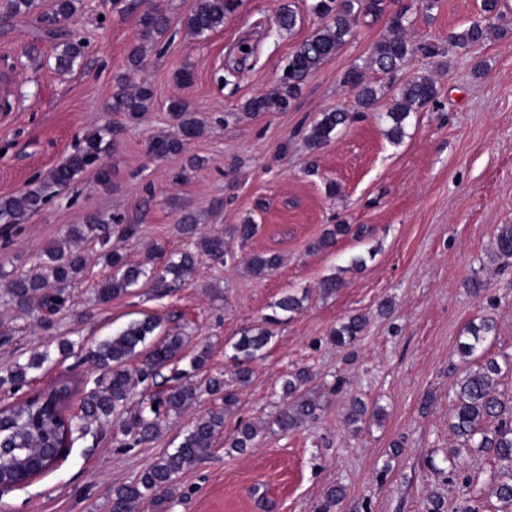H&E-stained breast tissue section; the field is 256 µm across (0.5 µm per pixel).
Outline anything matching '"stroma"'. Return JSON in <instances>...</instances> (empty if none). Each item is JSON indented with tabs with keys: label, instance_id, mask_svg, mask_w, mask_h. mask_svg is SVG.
Instances as JSON below:
<instances>
[{
	"label": "stroma",
	"instance_id": "1",
	"mask_svg": "<svg viewBox=\"0 0 512 512\" xmlns=\"http://www.w3.org/2000/svg\"><path fill=\"white\" fill-rule=\"evenodd\" d=\"M312 3L241 0L223 28L201 39L182 25L194 0H164L169 29L135 75L154 90V105L138 123L110 107L137 41L138 0H79L63 25L68 39L85 45L81 67L70 73L56 70L57 42L35 15L0 20V197L34 187L83 147L86 134L112 127L100 153L109 185L86 170L25 223L0 229L1 373L54 338L89 349L152 315L161 321L157 336H184L185 355L208 348L204 376L228 377L231 346L242 332L261 326L283 293L305 298L253 363L252 381L240 390L211 454L180 476L171 499L144 503L141 512H313L339 482L347 496L336 512H423L434 491L455 512L456 482L426 460L459 448L449 409L469 362L458 344L487 317L496 325L485 343L488 356L512 361V257L493 249L499 229L512 225V0H500L495 15L482 12L481 0H382L379 15L360 17L344 47L308 75L288 110L242 115L245 101L271 92L288 55L319 28ZM286 7L297 15L290 31L277 26ZM399 10L413 42L441 41L477 21L490 34L468 50L411 59L391 76L369 60ZM353 68L378 91L370 109L360 108L356 89L342 82ZM181 70L192 72L191 84L176 83ZM417 76L432 78L438 95L411 113L403 140L392 143L384 114ZM173 98L204 116L208 129L183 154L158 158L148 142L175 131ZM335 108L347 109L350 121L311 149L312 124ZM191 156L204 158V166L188 169ZM332 182L339 187L334 194ZM90 213L119 214L138 225L134 238L112 240L131 263L155 244L169 253L186 249L175 226L187 214L195 215L200 233L226 235L231 256L221 264L201 258L166 296L139 285L99 305L95 289L110 270L98 243L86 240L87 266L69 287L71 307L47 320L17 311L5 276L31 270L44 248ZM247 219L259 231L243 245L229 231ZM334 224L354 231L329 250H312ZM263 252L282 261L258 277L246 259ZM330 275L342 286L327 297L319 284ZM386 298L393 307L383 314L378 306ZM353 314L369 318L361 340L352 348L331 344V331ZM301 367L311 375L309 389L322 396L317 417L227 453L226 432L238 420L276 412L283 379ZM353 395L383 408V417L348 425ZM429 395L434 402L427 407ZM218 405L202 394L137 448L122 447L120 417L96 423L56 470L0 492V512H107L112 487L135 480L175 448L185 424Z\"/></svg>",
	"mask_w": 512,
	"mask_h": 512
}]
</instances>
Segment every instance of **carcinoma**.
<instances>
[{
	"label": "carcinoma",
	"instance_id": "obj_1",
	"mask_svg": "<svg viewBox=\"0 0 512 512\" xmlns=\"http://www.w3.org/2000/svg\"><path fill=\"white\" fill-rule=\"evenodd\" d=\"M239 0H196L194 10L186 18L187 29L196 37H202L224 24V17L233 12ZM36 8V0H6V14L15 16L28 14ZM76 10L75 0H56L52 15L44 22L50 25L46 32L57 39V30L51 25L61 18L72 16ZM312 10L321 19V27L309 39L301 43L289 56L277 87L270 93L249 99L244 111L251 116L288 108L302 89L307 76L324 62L335 56L352 34L353 24L359 15H376L380 11L378 0H313ZM405 13L392 14L388 20L390 35L374 47L370 65L384 73H394L411 58L422 56L435 58L445 49H469L483 43L489 28L479 22L448 33V45L435 41L409 42L402 32L406 28ZM139 41L128 56V67L139 68L149 46L168 30L169 17L166 11L152 4L141 12L138 19ZM55 55V66L60 72H70L78 65L83 55V45L73 40H63ZM343 84L357 89V100L367 108L377 97V90L363 83L362 73L348 70L342 78ZM131 79H118L117 91L113 95V108L127 114L133 121L145 118L154 102L153 87L146 81L129 91ZM437 96V87L428 77H416L400 88L399 97L387 112L391 125L388 137L399 141L404 136V123L409 115L430 103ZM169 110L177 120V131L168 136H158L148 143V151L156 157L177 155L184 151L190 140L205 132V125L198 114L191 111L181 99H173ZM348 113L332 110L321 114L308 134L311 148L319 149L327 144L336 129L345 124ZM111 126L105 124L85 138V147L54 167L48 176L35 188L18 196L0 197V226L9 228L20 224L39 211L47 196L54 189L67 186L79 173L96 163L100 158L101 143L111 134ZM120 227V234L130 237L137 225L124 224L116 215L105 218L99 214L85 216L81 224H71L65 239L45 248L33 270L18 275L6 284L11 303L19 310H41L54 314L65 308L70 297L67 286L83 272L86 257L77 243L92 236L105 246L112 239V230ZM178 235L194 241L198 253L217 263L226 261L228 251L224 247V236L203 235L192 216L175 225ZM351 230L349 224H334L313 245L318 251L327 250L336 244L339 236ZM496 253L501 257L512 256V225L505 226L496 238ZM106 266L112 274L96 289L95 300L108 303L112 298L128 293V290L145 278L159 294H164L177 283H182L194 269L195 254L183 252L177 257L167 256L160 248L152 249L140 264L128 263L123 255L107 250L104 253ZM281 258L277 254L255 253L248 259V268L256 276H264L277 268ZM304 298L285 294L274 305L273 314L264 318V323L277 324L280 315L296 313L302 309ZM367 326L362 314L347 317L330 333L329 340L338 347L354 345ZM159 321L148 316L132 321L125 327L100 340L86 353V359L102 371L95 387L85 392L78 411L70 413V402L77 392L72 380L59 377L35 394L11 403H0V448L6 454L3 470L0 471V488L11 490L25 481L35 480L44 471V457L55 445L66 441L64 452L74 445V433L88 432L90 426L116 413L125 415L122 432L123 447L134 448L154 440L162 429L165 419L180 415L198 400L202 390L193 378L206 367L209 351L201 349L192 356L185 367L173 375L175 384L153 394L147 402L132 412L126 406L130 394L140 384L156 379L161 370L183 360L184 337L176 334L165 337L149 346L147 341L154 336ZM495 331L493 320L483 318L467 329L466 341L460 344L464 357L474 355ZM273 338L272 330L254 328L232 345L234 373L231 382L221 376L209 378L205 387L211 395L221 396L222 405L191 421L181 432L180 441L172 451H167L151 462L130 483L112 488L109 512H135L140 504L150 500L156 503L166 500L179 476L188 468L204 459L211 451L216 433L224 429V418L238 402L237 389L246 386L251 379L252 364L263 354ZM74 350V343L67 339L56 340L55 350L45 348L31 354L26 363H16L5 375H0V388L6 386L15 393L33 380L32 374L48 368L52 354L65 357ZM502 368L497 360L485 358L483 362L468 368L455 384L450 408V428L466 443L492 457L500 467L501 474H490L480 480L459 469L458 454L446 457L450 471L457 478L461 501L457 512H478L471 502L478 498H496L512 503V402L504 399L497 390ZM309 375L299 369L283 379L281 390L287 404L271 420V424L282 432L296 430L316 418L322 410L320 396L305 392L302 387ZM267 429L264 424L240 421L232 433L225 438V447L242 453L252 447L258 435ZM346 497L341 483L327 489L317 505V512H335Z\"/></svg>",
	"mask_w": 512,
	"mask_h": 512
}]
</instances>
